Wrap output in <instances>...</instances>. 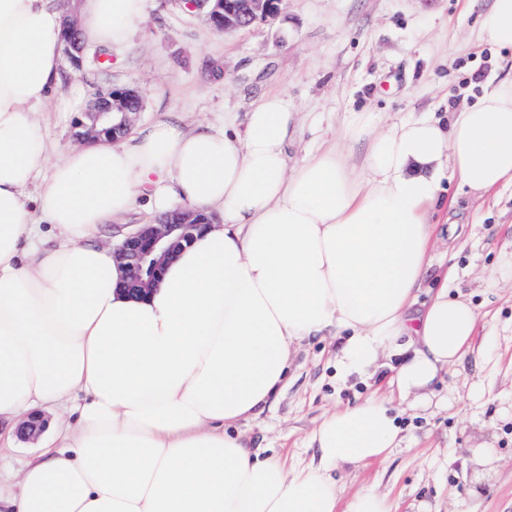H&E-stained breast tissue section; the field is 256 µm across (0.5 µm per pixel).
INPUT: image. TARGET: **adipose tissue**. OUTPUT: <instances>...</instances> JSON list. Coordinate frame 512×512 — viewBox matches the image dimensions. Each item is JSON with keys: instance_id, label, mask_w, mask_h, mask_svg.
<instances>
[{"instance_id": "obj_1", "label": "adipose tissue", "mask_w": 512, "mask_h": 512, "mask_svg": "<svg viewBox=\"0 0 512 512\" xmlns=\"http://www.w3.org/2000/svg\"><path fill=\"white\" fill-rule=\"evenodd\" d=\"M144 0H78L82 42L120 49ZM62 16L52 0H0V422L6 439L56 408L38 456L0 489V512H393L386 495L342 501L337 466L400 443L391 400L328 413L317 465L261 457L236 432L280 389L293 343L333 336L342 380L381 368L401 402L429 408L470 348L479 313L432 265L444 179L478 197L512 185V78L474 103L385 126L357 113L291 164L298 114L255 102L243 126L156 122L54 157L38 116L60 88ZM512 51V0L482 21ZM365 142L361 163L350 146ZM146 200L210 218L145 298L105 239Z\"/></svg>"}]
</instances>
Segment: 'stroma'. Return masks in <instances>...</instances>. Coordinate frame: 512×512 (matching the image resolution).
<instances>
[{"mask_svg":"<svg viewBox=\"0 0 512 512\" xmlns=\"http://www.w3.org/2000/svg\"><path fill=\"white\" fill-rule=\"evenodd\" d=\"M490 0H284L272 21L225 33L185 0H145L130 44L109 69L64 64L61 87L40 116L65 153L77 121L97 92L133 88L143 108L133 129L174 118L180 127L243 120L251 102L284 95L302 116L293 161L330 142L354 113L386 124L412 112H450L475 102L487 79L512 77V52L488 44L481 20ZM438 225L440 258L419 302H427L443 270L449 295H464L480 314L474 350L449 369L442 404L404 411L405 439L384 460L335 476L344 497L388 495L394 512H512V187L473 198L457 181ZM332 338L305 341L287 385L255 420L240 424L253 447L288 463L318 461L310 437L325 413L387 390L390 370L370 380L341 382Z\"/></svg>","mask_w":512,"mask_h":512,"instance_id":"1","label":"stroma"}]
</instances>
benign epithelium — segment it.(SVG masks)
I'll return each instance as SVG.
<instances>
[{
  "mask_svg": "<svg viewBox=\"0 0 512 512\" xmlns=\"http://www.w3.org/2000/svg\"><path fill=\"white\" fill-rule=\"evenodd\" d=\"M231 2L229 8L224 0H191L189 8L204 10L217 29L227 32L239 29L244 19L253 23L275 17L282 0ZM78 35L75 19L65 16L61 34L63 50L77 67L83 64L82 58L74 54ZM132 100L141 101V96L133 89L111 88L102 93L86 112L87 121L76 124V140H114L126 134L131 129V115L141 111L139 107L130 106ZM207 223L202 214L175 210L154 224H139L124 235L113 247V254L127 271L125 291L136 296L148 294L159 283L167 264L181 249L192 244Z\"/></svg>",
  "mask_w": 512,
  "mask_h": 512,
  "instance_id": "7a95c632",
  "label": "benign epithelium"
}]
</instances>
